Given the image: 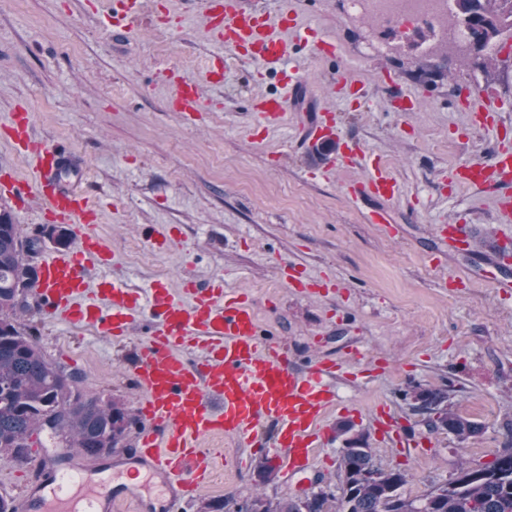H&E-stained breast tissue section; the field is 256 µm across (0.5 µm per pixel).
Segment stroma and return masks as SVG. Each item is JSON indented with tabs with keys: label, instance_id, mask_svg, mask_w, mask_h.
Masks as SVG:
<instances>
[{
	"label": "stroma",
	"instance_id": "stroma-1",
	"mask_svg": "<svg viewBox=\"0 0 512 512\" xmlns=\"http://www.w3.org/2000/svg\"><path fill=\"white\" fill-rule=\"evenodd\" d=\"M113 2L0 0V126L23 103L38 137L73 148L84 168L79 187L96 208L95 230L112 247L114 274L129 286L163 280L177 288L188 276L223 277L228 294L252 298L263 336L286 347L294 367L308 369L320 357L344 366L313 468L292 474L281 465L270 482L255 462L238 467L248 453L240 442L216 437L209 441L222 454L216 479L181 512L255 492L284 498L317 486L337 491L341 451L356 439L367 441L382 467L407 472L403 492L415 500L449 480L461 461L493 460L512 419V306L499 303L492 282L512 280V265L476 272L464 256L435 252L434 239L439 225L455 219L486 254L499 238L512 242L488 197L448 180L497 144L475 124L461 90H495L512 131V37L496 40V69L486 73L462 63L477 55L472 41L429 47L423 30L393 31L347 10L345 0H293L301 26L341 47L332 66L296 44L293 65L308 91L331 103L342 76L368 89L365 101L335 108L341 136L365 154L339 160L331 146L295 137L308 119L302 103L289 112L287 128L253 140L250 99L279 93L280 77L222 57L200 0H151L136 19L115 14ZM218 68L223 83L207 84V72ZM384 69L421 97L419 111L392 106L378 79ZM180 79L204 86L197 122H184L168 106ZM371 159L402 187L393 232L366 223L348 197ZM170 228L174 244L154 248L151 235ZM286 270L293 279L283 278ZM20 322L50 361L81 371L85 393L136 409L132 367L145 332L116 346L35 310ZM357 348L365 356L351 360ZM410 383L447 387L453 410L481 432L462 441L431 431L400 396ZM382 407L397 419L403 446L378 440L373 421ZM137 437L130 432L107 458L64 453L43 433L38 466L47 473L75 466L95 478L109 467L124 474L136 462Z\"/></svg>",
	"mask_w": 512,
	"mask_h": 512
}]
</instances>
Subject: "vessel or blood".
Segmentation results:
<instances>
[{
    "label": "vessel or blood",
    "instance_id": "b4317fda",
    "mask_svg": "<svg viewBox=\"0 0 512 512\" xmlns=\"http://www.w3.org/2000/svg\"><path fill=\"white\" fill-rule=\"evenodd\" d=\"M202 8L215 46L285 78L282 93L255 101L261 130L284 123L299 89L287 79L294 49L289 32L301 30L304 43L322 59L333 61L341 55L331 38L312 28L299 29L295 10L273 17L255 0H203ZM468 98L470 111L494 121L499 102L491 90L470 92ZM169 106L190 116L201 111L199 84L178 83ZM5 130L14 148L30 161L36 178L29 184L9 173L0 175V197L23 210L38 207L52 222L74 227L73 247L52 253L42 263L35 290L41 310L112 341L127 338L142 317L153 322L133 379L140 393L137 411L147 423L140 436V456L149 478L165 489L164 512H179L184 501L210 484L213 464L206 442L213 436L245 440L252 454L284 458L288 470L307 469L336 405L340 364L322 359L304 372L292 367L284 347L262 338L248 297L227 294L223 277H213L203 287L188 277L177 290L158 281L140 294L121 278L106 276L113 252L94 230L96 212L89 196L75 186L81 170L73 150L47 147L35 136L30 113L22 107L12 113ZM304 132L315 142L335 143L341 157L359 153L356 143L339 142L328 109H321ZM450 179L490 193L500 223H512V144L501 143L489 159L459 166ZM348 194L364 206L367 223H395L391 203L400 196V184L391 171L375 169L352 182ZM436 240L440 251L463 253L475 266L487 261L463 225L449 223ZM188 348L197 349L195 359L185 357ZM270 423L276 425L277 435L269 446L260 434ZM136 496L135 488L119 493L111 483L91 481L69 467L52 473L36 494L21 499L19 509L118 512Z\"/></svg>",
    "mask_w": 512,
    "mask_h": 512
}]
</instances>
